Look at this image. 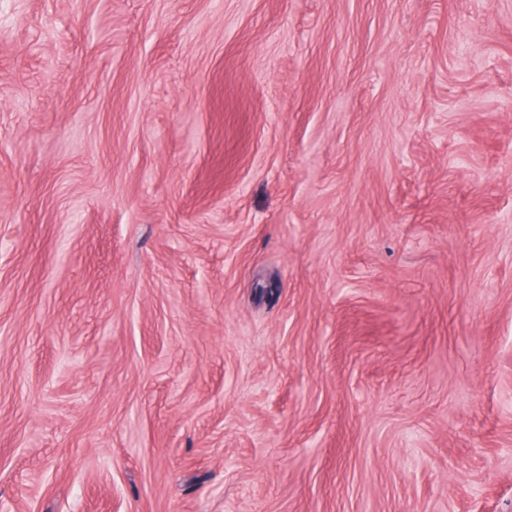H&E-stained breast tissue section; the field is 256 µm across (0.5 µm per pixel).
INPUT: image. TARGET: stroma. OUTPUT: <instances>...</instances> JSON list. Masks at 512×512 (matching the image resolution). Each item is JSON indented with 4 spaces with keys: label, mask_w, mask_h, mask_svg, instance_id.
<instances>
[{
    "label": "stroma",
    "mask_w": 512,
    "mask_h": 512,
    "mask_svg": "<svg viewBox=\"0 0 512 512\" xmlns=\"http://www.w3.org/2000/svg\"><path fill=\"white\" fill-rule=\"evenodd\" d=\"M0 502L512 512V0H0Z\"/></svg>",
    "instance_id": "obj_1"
}]
</instances>
